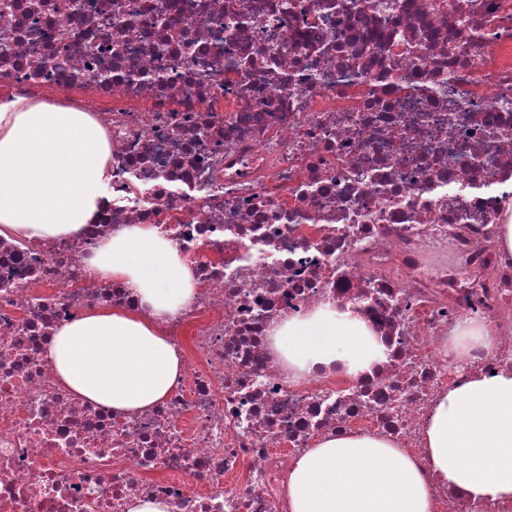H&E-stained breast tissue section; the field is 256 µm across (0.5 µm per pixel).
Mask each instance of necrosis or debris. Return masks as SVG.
<instances>
[{
  "instance_id": "obj_1",
  "label": "necrosis or debris",
  "mask_w": 512,
  "mask_h": 512,
  "mask_svg": "<svg viewBox=\"0 0 512 512\" xmlns=\"http://www.w3.org/2000/svg\"><path fill=\"white\" fill-rule=\"evenodd\" d=\"M51 92L107 131L112 179L82 238L0 237V512H290L291 461L323 437L422 460L436 397L512 370V0H0V101ZM130 224L197 284L165 325L184 373L132 415L45 358L88 309L137 307L83 263ZM325 305L382 340L372 374L297 380L273 352ZM466 323L486 345L461 359Z\"/></svg>"
}]
</instances>
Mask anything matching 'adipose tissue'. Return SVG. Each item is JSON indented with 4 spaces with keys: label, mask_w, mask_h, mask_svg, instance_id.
I'll list each match as a JSON object with an SVG mask.
<instances>
[{
    "label": "adipose tissue",
    "mask_w": 512,
    "mask_h": 512,
    "mask_svg": "<svg viewBox=\"0 0 512 512\" xmlns=\"http://www.w3.org/2000/svg\"><path fill=\"white\" fill-rule=\"evenodd\" d=\"M110 143L91 113L37 98L0 102V237L82 236L100 218ZM85 270L122 283L138 309L98 307L59 327L46 348L54 378L103 406L134 413L165 398L184 362L163 325L195 291L177 246L148 224L99 242ZM289 371L372 373L385 347L360 314L330 308L273 336ZM425 463L391 441L339 434L292 464L290 512H428L427 474L468 499L512 503V371L474 376L438 395L424 428Z\"/></svg>",
    "instance_id": "adipose-tissue-1"
}]
</instances>
